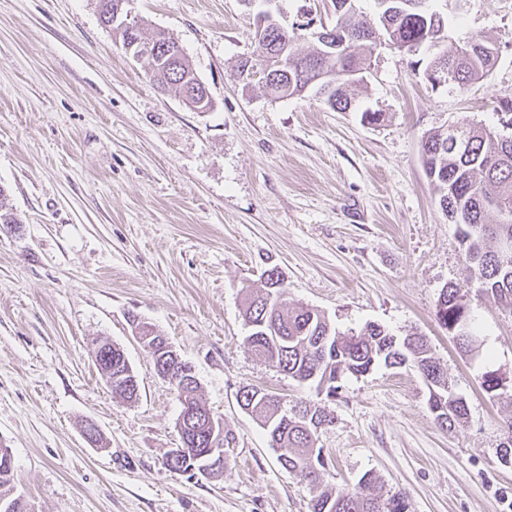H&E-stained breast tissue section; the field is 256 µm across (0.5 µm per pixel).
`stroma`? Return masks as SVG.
<instances>
[{"label": "stroma", "instance_id": "35a3bbf8", "mask_svg": "<svg viewBox=\"0 0 512 512\" xmlns=\"http://www.w3.org/2000/svg\"><path fill=\"white\" fill-rule=\"evenodd\" d=\"M455 49L493 42L490 74L463 93L432 89L431 52L381 46L353 112L313 95L272 99L237 65L254 49L244 0H133L144 32L183 47L213 106L196 112L155 86L98 15L97 0H0V446L34 512H310L307 480L285 470L243 387L284 403L320 400L335 417L318 446L325 482L367 474L407 512H512V465L497 448L512 400L485 371L512 375V312L469 293L483 340L463 354L435 318L440 290L467 286L458 225L426 176L425 132L466 119L500 125L512 95V0H434ZM382 113L367 125L360 112ZM276 270L288 304L336 329L368 323L426 337L464 426L439 427L423 377L377 366L318 399L247 345L246 288ZM149 322L194 368L200 395L234 436L223 474L170 472L179 402L133 333ZM119 346L141 382L113 395L95 343ZM101 428L106 448L83 435ZM482 386L488 393L494 397L508 395L512 397V379L508 380L506 376L498 371H487L482 375Z\"/></svg>", "mask_w": 512, "mask_h": 512}]
</instances>
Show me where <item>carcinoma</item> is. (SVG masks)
<instances>
[{
	"instance_id": "cac0c4a2",
	"label": "carcinoma",
	"mask_w": 512,
	"mask_h": 512,
	"mask_svg": "<svg viewBox=\"0 0 512 512\" xmlns=\"http://www.w3.org/2000/svg\"><path fill=\"white\" fill-rule=\"evenodd\" d=\"M129 0H98L101 22L112 28L125 53L147 58L153 81L163 91H174L192 110L200 100L187 95L191 85H203L196 76L182 46L164 31L152 38L143 37L140 24L128 19ZM373 17L357 18L352 9L345 23L353 39L341 56L318 38L308 52L298 49L300 37L290 31L255 35L257 46H266L281 62L265 89L276 99L300 96L310 90L323 97L332 110L344 112L355 108V92L370 72L374 52L385 44L404 53L420 49L418 41L424 29L438 22L448 28V17L426 8L405 14L387 11L384 0H373ZM497 60L496 48L481 36L470 38L448 52L435 54L429 70L451 75L448 87L459 92L468 90L486 77ZM340 69V91L324 95L318 76L323 71ZM421 157L426 176L448 219L462 226L461 242L465 258L473 270L472 285L481 294L493 295L512 311V136L503 139L491 128L469 121L456 128L427 132L421 140ZM283 280L275 270L268 271L265 292L249 294L243 306L245 325L249 327L248 344L252 354L300 384H309L328 397L336 396L338 380L361 376L379 363L387 367L409 365L430 377L429 406L437 424L452 432L466 422V401L449 386L448 377L436 361L424 336L417 332L399 337L378 324L341 332L326 315L308 305L288 307L283 296ZM465 293L457 285L441 289L435 317L438 323L457 338L465 353L473 352V339L479 337L469 319ZM482 386L494 397H512V379L496 372L482 375ZM177 397L196 410H207L199 397V387L173 384ZM243 408L266 426L271 448L279 464L299 472L312 486L311 512H406L401 492H383L372 475L360 480L357 490L323 483L319 466L313 460L318 432L333 423V417L316 403H306L302 416L287 413L281 399L269 392L248 387L240 392ZM204 444L184 447L177 456L169 450L164 465L181 473L190 465L179 459L194 457ZM13 459L7 448H0V512H30L28 504L13 493Z\"/></svg>"
}]
</instances>
